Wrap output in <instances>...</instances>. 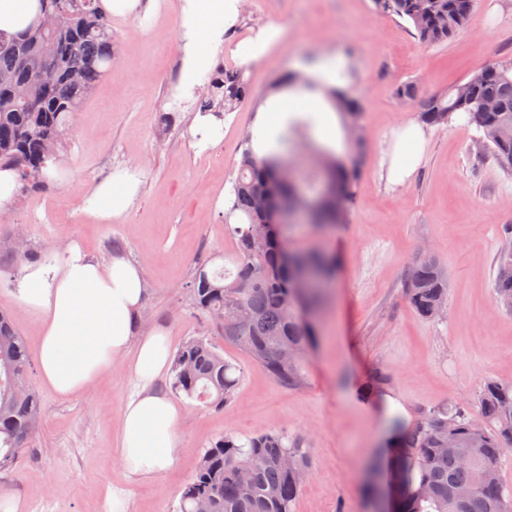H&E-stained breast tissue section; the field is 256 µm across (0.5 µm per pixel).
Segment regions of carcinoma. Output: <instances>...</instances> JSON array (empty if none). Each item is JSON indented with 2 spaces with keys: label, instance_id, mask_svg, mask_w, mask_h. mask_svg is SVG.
<instances>
[{
  "label": "carcinoma",
  "instance_id": "carcinoma-1",
  "mask_svg": "<svg viewBox=\"0 0 512 512\" xmlns=\"http://www.w3.org/2000/svg\"><path fill=\"white\" fill-rule=\"evenodd\" d=\"M45 13L60 21L52 34L33 28L13 36L0 34V169L17 172L19 191L43 183L42 172L57 158L61 141L93 87L112 65V29L100 0H40ZM373 10L408 22L417 40L426 46L448 42L465 25L475 0H372ZM46 67L54 80L41 84L37 70ZM468 99L460 86L432 97L420 112L422 123L443 125L462 115L476 127L484 149L500 165L512 169V137L494 132L512 129V76L486 67L471 74ZM37 102L28 106L13 92ZM254 93L241 69L217 70L203 95L206 111L230 113ZM491 100L501 111L481 112L480 102ZM345 124L363 122L364 109L353 99L337 97ZM309 119H289L276 136V148L259 160L252 139L242 141L238 168L230 189L224 220L236 240L230 262L234 270L197 268L192 285L194 311L224 341L285 386L305 384L300 359L292 367L279 361L284 350L308 353L317 329L304 319V310H318L323 291L297 297L294 277L299 267L314 268L335 279L336 257L327 251L297 252L288 248V225L273 224L257 212L253 194L259 187L292 200L296 187L280 178L282 153L298 147ZM337 195L351 207L360 168L330 160ZM349 211L325 205L315 211L314 226L343 223ZM498 306L512 311V278L493 280ZM405 296L425 319L437 318L436 308L448 297V272L433 255L425 254L409 270ZM29 352L11 313L0 310V472L10 470L39 427L41 401L28 381ZM240 381V367L224 358V351L205 336L187 340L172 355L170 389L205 407L220 410ZM390 440L396 451L378 455L377 466L394 489V512H512V489L484 477L499 468L505 449H512V383L484 382L477 398V414L452 406L433 408L411 423L395 420ZM309 449L279 433L242 440L233 434L211 442L200 454L196 472L183 489L178 512H292L310 472Z\"/></svg>",
  "mask_w": 512,
  "mask_h": 512
}]
</instances>
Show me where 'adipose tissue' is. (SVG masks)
<instances>
[{"mask_svg": "<svg viewBox=\"0 0 512 512\" xmlns=\"http://www.w3.org/2000/svg\"><path fill=\"white\" fill-rule=\"evenodd\" d=\"M239 6L240 0H191L184 19L188 72L209 66L212 45ZM41 17L39 0H0L2 32L37 26ZM138 184L129 172L111 176L89 198V210L104 220L121 215ZM144 293L138 264L93 258L73 241L51 262L25 266L14 298L36 320L41 378L57 394L85 392L102 372L129 361L139 390L121 414L120 461L130 475L149 478L174 463L180 410L154 387L168 362L169 338L161 329L140 335Z\"/></svg>", "mask_w": 512, "mask_h": 512, "instance_id": "adipose-tissue-1", "label": "adipose tissue"}]
</instances>
